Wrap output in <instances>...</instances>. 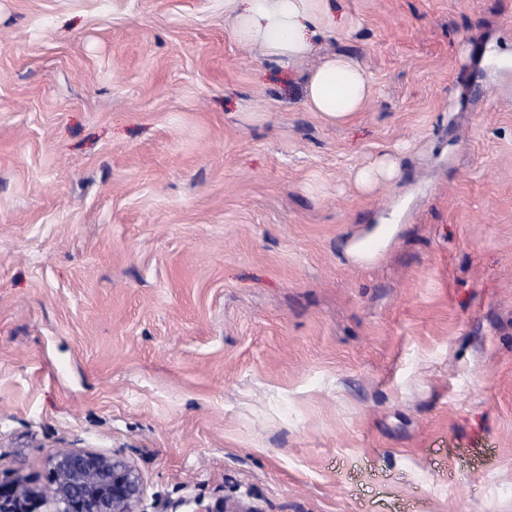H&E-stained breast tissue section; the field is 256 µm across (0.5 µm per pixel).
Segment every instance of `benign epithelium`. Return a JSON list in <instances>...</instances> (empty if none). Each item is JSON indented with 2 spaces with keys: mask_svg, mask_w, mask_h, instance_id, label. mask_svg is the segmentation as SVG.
I'll return each mask as SVG.
<instances>
[{
  "mask_svg": "<svg viewBox=\"0 0 512 512\" xmlns=\"http://www.w3.org/2000/svg\"><path fill=\"white\" fill-rule=\"evenodd\" d=\"M144 494L136 469L118 456L59 448L48 485L36 487L19 473L0 479V512H137Z\"/></svg>",
  "mask_w": 512,
  "mask_h": 512,
  "instance_id": "obj_1",
  "label": "benign epithelium"
}]
</instances>
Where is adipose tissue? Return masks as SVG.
Returning a JSON list of instances; mask_svg holds the SVG:
<instances>
[{"label": "adipose tissue", "mask_w": 512, "mask_h": 512, "mask_svg": "<svg viewBox=\"0 0 512 512\" xmlns=\"http://www.w3.org/2000/svg\"><path fill=\"white\" fill-rule=\"evenodd\" d=\"M234 38L260 46L276 64H294L309 56L317 28L330 18L327 0H224ZM372 84L360 63L338 54L325 59L308 75L304 103L326 122L342 124L364 109Z\"/></svg>", "instance_id": "1"}]
</instances>
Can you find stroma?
<instances>
[{
	"instance_id": "stroma-1",
	"label": "stroma",
	"mask_w": 512,
	"mask_h": 512,
	"mask_svg": "<svg viewBox=\"0 0 512 512\" xmlns=\"http://www.w3.org/2000/svg\"><path fill=\"white\" fill-rule=\"evenodd\" d=\"M331 6L282 67L224 0H0V472L512 512V0ZM334 53L373 84L343 125L302 95ZM398 172V161L394 157L386 155L372 165L360 169L356 175V182L360 188L370 190L380 181L394 178Z\"/></svg>"
}]
</instances>
